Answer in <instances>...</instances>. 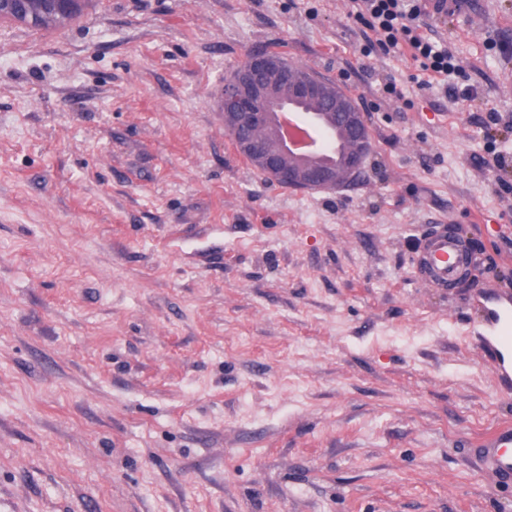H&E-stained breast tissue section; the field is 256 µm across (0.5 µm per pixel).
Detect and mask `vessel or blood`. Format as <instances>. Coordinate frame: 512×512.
Returning <instances> with one entry per match:
<instances>
[{"label": "vessel or blood", "instance_id": "vessel-or-blood-1", "mask_svg": "<svg viewBox=\"0 0 512 512\" xmlns=\"http://www.w3.org/2000/svg\"><path fill=\"white\" fill-rule=\"evenodd\" d=\"M464 237L445 224H434L419 237L414 266L421 280L432 288H444L456 280L457 255L467 249ZM477 334L489 351L495 374L502 384H512V296L489 292L483 323ZM481 468L512 479V424L505 422L478 441Z\"/></svg>", "mask_w": 512, "mask_h": 512}]
</instances>
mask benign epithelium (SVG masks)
Returning a JSON list of instances; mask_svg holds the SVG:
<instances>
[{
    "label": "benign epithelium",
    "instance_id": "7a95c632",
    "mask_svg": "<svg viewBox=\"0 0 512 512\" xmlns=\"http://www.w3.org/2000/svg\"><path fill=\"white\" fill-rule=\"evenodd\" d=\"M325 104L323 119L342 113V128L348 149L338 165L319 164L288 147L287 133L266 138L276 129L277 113L288 103ZM224 133L236 141L239 151L262 168L268 178L287 187L311 191L333 190L348 182L362 169L374 151L364 114L352 100L330 93V84L316 76H295L286 68L273 64L266 54H253L224 79V96L220 104ZM246 128L254 132L251 139L240 142L237 133Z\"/></svg>",
    "mask_w": 512,
    "mask_h": 512
}]
</instances>
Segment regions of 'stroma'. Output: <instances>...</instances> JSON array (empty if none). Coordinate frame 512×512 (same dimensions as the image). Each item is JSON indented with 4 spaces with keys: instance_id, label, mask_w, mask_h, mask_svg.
Listing matches in <instances>:
<instances>
[{
    "instance_id": "1",
    "label": "stroma",
    "mask_w": 512,
    "mask_h": 512,
    "mask_svg": "<svg viewBox=\"0 0 512 512\" xmlns=\"http://www.w3.org/2000/svg\"><path fill=\"white\" fill-rule=\"evenodd\" d=\"M481 2L421 22L451 77L351 0L0 20V512H512L467 446L512 422L475 336L512 290V0ZM258 50L353 96L352 184L239 157L210 97ZM432 224L478 257L445 291ZM468 248L464 237L447 224H432L418 238L413 259L421 280L431 288H448L458 277L457 255Z\"/></svg>"
}]
</instances>
